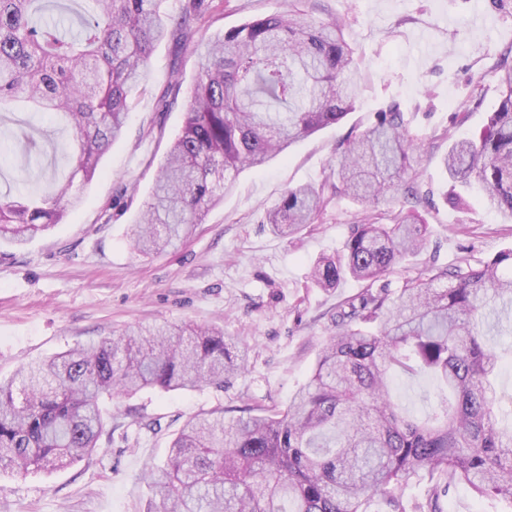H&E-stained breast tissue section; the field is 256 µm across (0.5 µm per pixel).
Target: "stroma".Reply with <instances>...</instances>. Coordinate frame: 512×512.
I'll return each instance as SVG.
<instances>
[{
	"mask_svg": "<svg viewBox=\"0 0 512 512\" xmlns=\"http://www.w3.org/2000/svg\"><path fill=\"white\" fill-rule=\"evenodd\" d=\"M224 11L197 31L208 40L225 29L286 10L289 0H223ZM315 22L344 24L365 87L339 124L298 142L261 169L239 173L223 201L192 234L165 252L141 255L129 245L170 141L184 121L185 97L158 113L169 80L170 42L158 43L125 134L102 157L82 203L61 224L24 247L0 245V379L22 364L162 321L220 325L230 342L249 346L247 371L224 389L164 395L146 389L114 401L119 427L111 443L71 465L20 476L0 474V512H144L152 492L143 476L161 465L186 418L254 399L286 406L308 381L333 331L336 309L363 288L350 280L325 290L312 284L314 261L335 254L362 208L331 199L318 222L294 237L273 234L266 212L290 187L321 183L339 145L389 106L403 112L421 154L418 210L430 237L417 267L458 258H488L512 248V223L479 193L454 207L441 163L449 138L477 135L502 97L499 68L512 66V0H302ZM30 124L47 183L65 180L72 133L34 115L32 107L0 105V137ZM134 186L119 197L122 186ZM437 383L429 375L395 373L393 395L410 411L430 409ZM159 419L160 432L136 416ZM439 512H512V502L475 497L465 484L438 501Z\"/></svg>",
	"mask_w": 512,
	"mask_h": 512,
	"instance_id": "1",
	"label": "stroma"
}]
</instances>
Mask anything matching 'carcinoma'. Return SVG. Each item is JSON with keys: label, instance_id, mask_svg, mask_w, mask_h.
<instances>
[{"label": "carcinoma", "instance_id": "cac0c4a2", "mask_svg": "<svg viewBox=\"0 0 512 512\" xmlns=\"http://www.w3.org/2000/svg\"><path fill=\"white\" fill-rule=\"evenodd\" d=\"M52 0H0V103L22 98L40 113L65 117L76 162L48 192L26 162L17 197L0 196V239L26 244L75 210L74 182L89 184L123 132L154 47L170 41L174 80L160 96L177 100L180 51L209 22L214 0H185L169 15L165 0H87L75 22L45 16ZM503 97L474 138L442 159L458 188L480 185L486 203L512 220V67ZM361 88L355 50L336 21L315 23L304 10L253 18L217 34L198 52V71L182 129L160 166L133 249L160 252L185 239L224 197L239 171L260 168L294 143L340 123ZM418 148L391 108L346 140L319 186L284 192L266 214L278 235L313 223L331 197L364 208L418 164ZM428 226L414 207L383 224L365 213L342 250L320 257L313 284L366 282L333 317L336 331L309 381L283 409L247 404L225 417L215 408L186 419L163 465L149 473L154 497L144 512H437L458 483L477 496L512 500V416L496 413L492 379L498 356L487 336L512 310V248L490 259L434 263L393 293L374 287L419 255ZM218 327L166 322L30 362L0 380V470L25 474L70 464L98 448L108 425L102 404L145 388L163 393L224 389L246 365ZM424 373L441 388L420 419L391 395L394 371ZM426 480L432 497L405 499Z\"/></svg>", "mask_w": 512, "mask_h": 512}]
</instances>
